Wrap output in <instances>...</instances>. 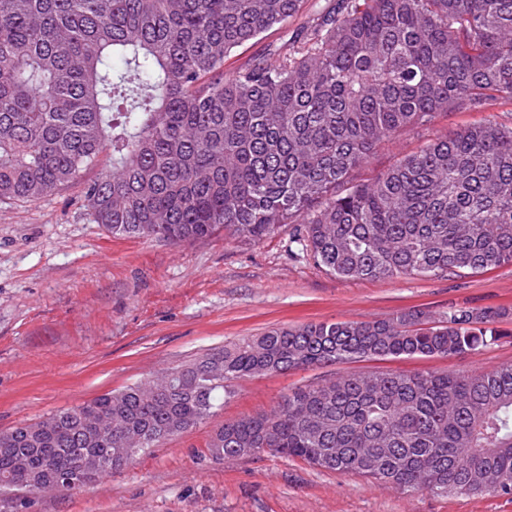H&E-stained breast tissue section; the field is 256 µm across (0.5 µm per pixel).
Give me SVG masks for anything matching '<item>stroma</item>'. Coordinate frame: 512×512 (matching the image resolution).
<instances>
[{
	"mask_svg": "<svg viewBox=\"0 0 512 512\" xmlns=\"http://www.w3.org/2000/svg\"><path fill=\"white\" fill-rule=\"evenodd\" d=\"M487 120L512 102L443 113L379 146L356 169L374 179L427 141ZM512 310V265L463 278L345 280L298 251L292 225L259 242L215 234L174 244L114 236L92 223L82 185L26 204L0 202V432L161 376L273 327L356 322L449 305ZM512 363V336L445 357L365 360L235 381L217 415L81 490L0 493V512H512V496L405 494L358 475L263 453L217 459L224 423L284 394L351 373H490Z\"/></svg>",
	"mask_w": 512,
	"mask_h": 512,
	"instance_id": "obj_1",
	"label": "stroma"
}]
</instances>
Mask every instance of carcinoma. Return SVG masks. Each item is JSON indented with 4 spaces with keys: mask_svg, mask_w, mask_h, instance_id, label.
Returning <instances> with one entry per match:
<instances>
[{
    "mask_svg": "<svg viewBox=\"0 0 512 512\" xmlns=\"http://www.w3.org/2000/svg\"><path fill=\"white\" fill-rule=\"evenodd\" d=\"M303 0H0V201L84 184L114 236L294 243L343 279L481 273L512 264V123L459 128L371 182L352 172L442 112L512 100V0H336L272 55L224 59L298 17ZM100 170L98 177L86 175ZM508 310L451 306L272 328L178 367L153 402L108 392L0 432V488L42 460L82 489L128 465L103 420L145 434L131 457L204 423L244 377L372 358L476 351ZM216 458L262 453L408 493L512 496V364L489 374L351 373L224 424ZM106 469L70 477L76 462Z\"/></svg>",
    "mask_w": 512,
    "mask_h": 512,
    "instance_id": "cac0c4a2",
    "label": "carcinoma"
}]
</instances>
